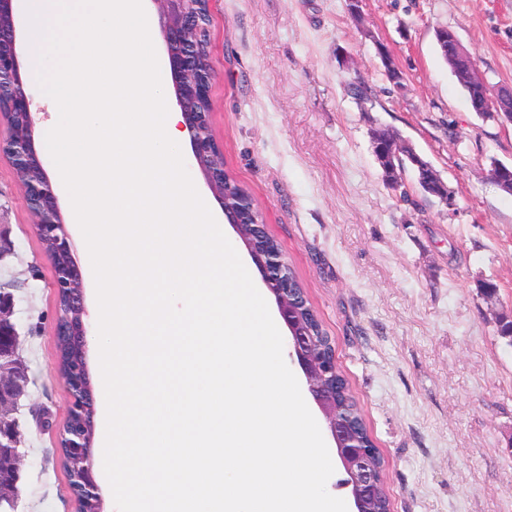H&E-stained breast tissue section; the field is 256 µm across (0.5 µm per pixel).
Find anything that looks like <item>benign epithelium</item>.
I'll return each mask as SVG.
<instances>
[{
    "label": "benign epithelium",
    "instance_id": "benign-epithelium-1",
    "mask_svg": "<svg viewBox=\"0 0 512 512\" xmlns=\"http://www.w3.org/2000/svg\"><path fill=\"white\" fill-rule=\"evenodd\" d=\"M14 0H0V14L8 16V26L0 29V39H5L11 46V51L0 55V78L10 79L14 92L10 102L12 109L23 112L28 116V126L24 130L11 131L6 136H0V156L6 157L10 163L22 160L26 164L43 168L41 158L35 148V121L32 112V99L27 91L22 77L18 53L17 18L13 8ZM163 4L165 23L163 39L167 53V61L173 78L176 103L182 112L185 128L188 130L194 158L204 174L206 183L219 203H224V195L217 191V184L224 182V171L208 169L203 164L205 156L214 151H222L216 137L204 138L200 135V126L205 115L187 107L189 99H212V78L196 82L188 81L196 58V47L192 45V27L185 13L176 8V0H158ZM373 152L383 170L397 173L394 159L401 155L411 157L413 165H418L419 157L411 151L408 143L396 140L382 133L374 134L372 138ZM489 178L498 186H512V164L495 163L489 170ZM36 197V207L31 210L35 217V228L40 239L51 240L58 250L71 252L72 245L58 207L57 197L48 178H43L32 191H24V197ZM227 223L234 229H239L240 217L244 212H257L253 200L247 194H242L234 206L223 208ZM246 248L261 276L266 288L272 293L278 312L288 328L290 342L297 363L306 378L309 392L323 412L331 437L335 443L337 454L340 456L345 471L349 476L347 485L351 486L355 512H363L364 500L374 489L375 475L368 465L369 454L375 449L364 445L353 426L345 418L336 413L334 395L326 390L324 383L325 370H336V359H331L328 365L322 362L314 353L315 344L309 331L303 325L297 314L294 301L290 297L288 276L285 269L288 262L280 251L268 250L251 239ZM56 292L61 288L70 291L71 302L81 309L85 308L82 288V273L77 262H71L62 272L54 273ZM0 352L12 356L18 355L19 334L13 315V296L0 287ZM70 402L68 415L74 412H87L93 403V395L89 382L86 362L79 360L74 363L69 374L63 376ZM25 393V387L17 381L14 372L0 368V437L4 436L5 425L13 424L16 418L14 412L18 402ZM87 424L71 431L64 428L61 440L70 454L78 457L85 456L90 448L86 436ZM75 498H95L100 496L98 486L92 474V459H87L81 485L71 486Z\"/></svg>",
    "mask_w": 512,
    "mask_h": 512
}]
</instances>
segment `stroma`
<instances>
[{
  "label": "stroma",
  "mask_w": 512,
  "mask_h": 512,
  "mask_svg": "<svg viewBox=\"0 0 512 512\" xmlns=\"http://www.w3.org/2000/svg\"><path fill=\"white\" fill-rule=\"evenodd\" d=\"M211 124L226 170L252 197L336 352L385 464L391 512H512V194L488 177L512 163V124L473 112L435 33L449 29L491 92L512 89V0H210ZM21 72L36 149L70 199L46 146L58 121L27 41ZM401 72L386 77L382 54ZM373 91V108L348 92ZM381 129L409 142L455 194L386 187L371 146ZM0 225L10 255L19 354L28 367L17 512H77L59 442L69 395L58 372L53 268L12 165L0 156ZM86 361L99 388L96 289L82 233ZM498 286L484 297V281Z\"/></svg>",
  "instance_id": "1"
}]
</instances>
